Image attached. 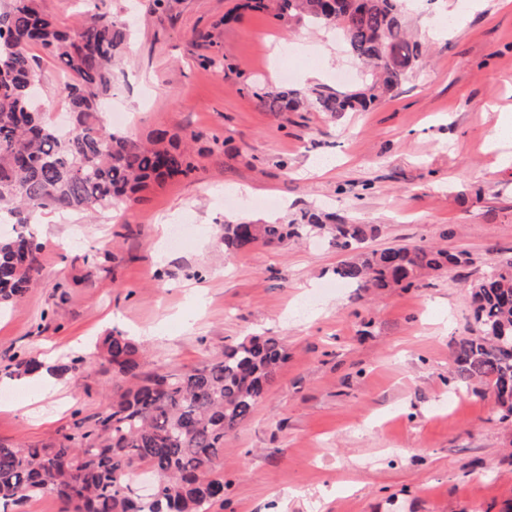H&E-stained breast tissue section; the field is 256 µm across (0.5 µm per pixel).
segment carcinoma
<instances>
[{
    "label": "carcinoma",
    "mask_w": 512,
    "mask_h": 512,
    "mask_svg": "<svg viewBox=\"0 0 512 512\" xmlns=\"http://www.w3.org/2000/svg\"><path fill=\"white\" fill-rule=\"evenodd\" d=\"M237 8L272 12L278 21H308L342 31L351 53L369 66L356 90L271 86L255 93L268 112H365L413 73L419 45L406 26L407 0H243ZM129 25L93 14L62 26L38 0H9L0 12V215L14 235L0 237V308L21 301L40 269L41 244L27 231L38 210L92 214L118 210L136 194L196 171L191 151L161 133L143 140L114 130L101 112L112 92L114 66ZM42 54L65 76L60 89L71 127L62 131L33 102L42 81ZM313 233L346 254L336 279L365 291L410 289L427 270L470 263L464 253L426 245L367 250L378 228L317 209L297 222L224 225V245L242 251ZM469 335L453 340L454 374L461 384L488 385L500 419L512 418V261L495 263L470 284ZM110 370L132 381L112 396L93 423L39 446L0 443V512L44 495L61 512H211L224 501V437L250 418L275 382L286 354L274 336H250L185 371L140 376V345L120 330L100 339ZM71 364L15 361L9 376L41 369L58 376Z\"/></svg>",
    "instance_id": "obj_1"
}]
</instances>
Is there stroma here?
<instances>
[{"instance_id":"1","label":"stroma","mask_w":512,"mask_h":512,"mask_svg":"<svg viewBox=\"0 0 512 512\" xmlns=\"http://www.w3.org/2000/svg\"><path fill=\"white\" fill-rule=\"evenodd\" d=\"M237 0H40L128 20L133 40L106 112L129 134H195L194 175L99 215L50 212L40 271L0 311V378L15 358L76 363L0 400V442L33 445L93 417L117 380L97 342L118 329L143 371L197 366L247 336L288 357L249 421L225 437L229 486L211 512H512V421L487 386H461L450 343L471 315L469 283L512 260V168L496 166L512 108V9L483 0L466 24L433 35L459 0H414V77L368 112H268L250 84L307 87L309 70L349 89L362 66L340 32L235 11ZM223 56L220 68L203 57ZM318 161L329 172L310 173ZM322 207L396 243L467 253L424 285L372 295L336 285L343 253L291 239L224 246L227 221L284 223Z\"/></svg>"}]
</instances>
